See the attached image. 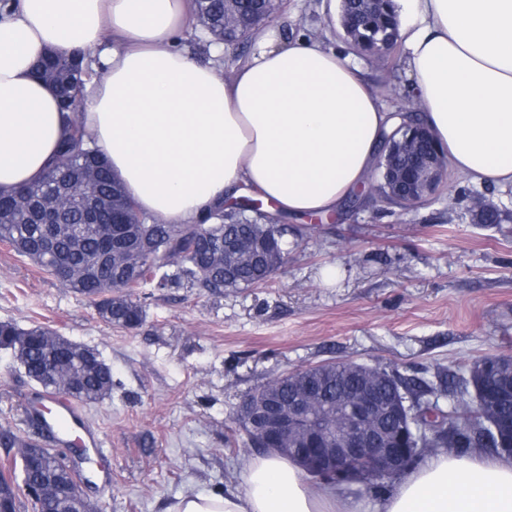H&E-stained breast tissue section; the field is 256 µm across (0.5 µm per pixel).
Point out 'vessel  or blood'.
<instances>
[{
    "label": "vessel or blood",
    "mask_w": 512,
    "mask_h": 512,
    "mask_svg": "<svg viewBox=\"0 0 512 512\" xmlns=\"http://www.w3.org/2000/svg\"><path fill=\"white\" fill-rule=\"evenodd\" d=\"M30 414L38 418L42 435L57 447L64 448L73 443L93 446L99 441L79 407L65 395H37Z\"/></svg>",
    "instance_id": "b4317fda"
}]
</instances>
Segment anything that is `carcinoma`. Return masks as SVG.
I'll return each mask as SVG.
<instances>
[{
	"instance_id": "obj_1",
	"label": "carcinoma",
	"mask_w": 512,
	"mask_h": 512,
	"mask_svg": "<svg viewBox=\"0 0 512 512\" xmlns=\"http://www.w3.org/2000/svg\"><path fill=\"white\" fill-rule=\"evenodd\" d=\"M194 5L197 23L217 40L224 39V10H232L236 25L231 35L239 43L273 9L270 0H194ZM398 9L394 0H342L340 23L359 54L370 56L383 47H395ZM38 69L52 76L62 111H80L83 88L93 75L84 59L52 54L41 60ZM437 152L432 134L413 138L412 147L395 157L396 173L408 177ZM48 174L59 176V193L90 176V195L53 214L44 204V178L19 188L29 196L28 208L22 213L13 207L16 193L0 194V238L65 287L96 301L100 317L110 325L135 328L142 323V305L132 299V292L149 283L168 288L185 281L192 288L208 291L249 288L267 283L265 270L276 272L288 261V225L265 224L266 216L249 215L245 208L226 211L220 205L197 224L138 223L133 202L78 124L69 127ZM114 224L119 225V235L112 239L107 231ZM0 350L10 353L31 378L41 379L53 370V383L43 386L46 391L72 385L76 387L72 399L82 403H94L112 393V367L104 360L97 368L89 365L88 356L100 355L97 349L50 335L40 326L22 329L0 322ZM301 374L310 376L306 396L310 424L331 443L342 432L346 411L364 386L380 400L397 401L414 415L405 445L418 449V459L430 448L463 453L498 443L503 432L512 436V358L508 356L476 359L468 377L443 390L417 389L390 367L368 366L362 372L355 365L327 359L291 375L273 377L243 397L235 415L245 436L243 446H254L248 406L274 395L281 409L288 411L293 380ZM475 390L497 396L495 406L477 404ZM399 427L400 421L381 416L373 434L380 445H390ZM0 493L13 501L17 512L28 504L37 509L32 497L20 498L5 471L0 473Z\"/></svg>"
}]
</instances>
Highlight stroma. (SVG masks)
<instances>
[{
	"instance_id": "obj_1",
	"label": "stroma",
	"mask_w": 512,
	"mask_h": 512,
	"mask_svg": "<svg viewBox=\"0 0 512 512\" xmlns=\"http://www.w3.org/2000/svg\"><path fill=\"white\" fill-rule=\"evenodd\" d=\"M337 8L286 0L271 26L343 50V36L329 32ZM357 62L388 111L406 104L402 47ZM476 190L502 209V223L471 222ZM358 194L363 205L323 223L288 219V262L265 285L139 289L144 320L135 328L109 325L90 299L0 245V322L52 327L112 367L111 395L82 407L101 438L82 466L94 512H166L184 491L238 488L247 450L234 414L247 392L284 372L333 358L431 379L512 353V188L480 189L452 172L410 210ZM39 391L0 352V431L39 440L27 416Z\"/></svg>"
}]
</instances>
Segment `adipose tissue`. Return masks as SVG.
Segmentation results:
<instances>
[{"mask_svg":"<svg viewBox=\"0 0 512 512\" xmlns=\"http://www.w3.org/2000/svg\"><path fill=\"white\" fill-rule=\"evenodd\" d=\"M405 68L450 169L512 187V0H406ZM190 0H10L0 11V192L38 181L81 122L142 214L198 222L250 188L280 212L327 215L363 186L397 124L350 54L260 34L233 76L224 48L202 64L173 46ZM50 52L83 53L97 76L63 118L34 73ZM240 488L186 491L167 512H512V457L441 450L371 503L310 482L293 458L240 459Z\"/></svg>","mask_w":512,"mask_h":512,"instance_id":"adipose-tissue-1","label":"adipose tissue"}]
</instances>
